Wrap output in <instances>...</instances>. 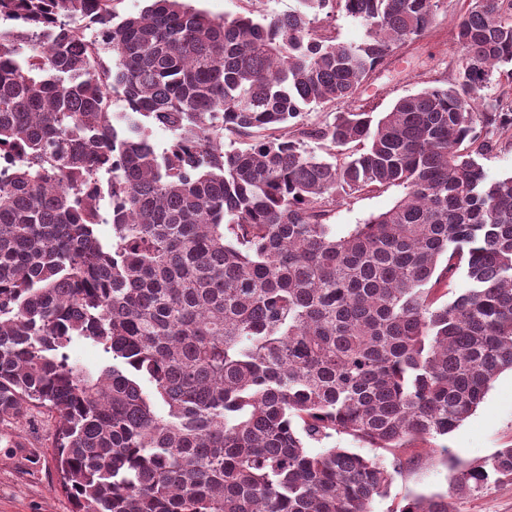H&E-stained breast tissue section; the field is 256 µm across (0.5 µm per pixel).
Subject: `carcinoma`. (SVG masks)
I'll use <instances>...</instances> for the list:
<instances>
[{"mask_svg": "<svg viewBox=\"0 0 512 512\" xmlns=\"http://www.w3.org/2000/svg\"><path fill=\"white\" fill-rule=\"evenodd\" d=\"M118 3L0 0V425L55 416L74 512H371L512 371V175L481 163L512 139V0H468L454 80L380 113L360 88L445 0ZM393 186L336 234L337 203ZM338 434L375 455L311 450ZM505 480L512 448L448 476ZM188 3L218 20L237 17L248 10L255 16L286 14L296 7L295 0H191ZM336 34L341 41L361 42L365 35V29L359 20L341 15L336 19Z\"/></svg>", "mask_w": 512, "mask_h": 512, "instance_id": "obj_1", "label": "carcinoma"}]
</instances>
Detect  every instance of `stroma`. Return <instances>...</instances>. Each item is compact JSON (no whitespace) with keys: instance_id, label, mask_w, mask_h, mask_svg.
I'll return each mask as SVG.
<instances>
[{"instance_id":"stroma-1","label":"stroma","mask_w":512,"mask_h":512,"mask_svg":"<svg viewBox=\"0 0 512 512\" xmlns=\"http://www.w3.org/2000/svg\"><path fill=\"white\" fill-rule=\"evenodd\" d=\"M191 4L221 20L250 11L285 14L295 8L296 0H191ZM466 6V0H448L447 10L439 13L429 31L395 49L379 76L361 88L360 99L384 112L401 96L451 81L462 62L453 25ZM402 194V188L392 187L358 195L338 204L331 221L338 234H345L352 225L390 209ZM56 425L54 416L35 408L8 427V434L24 440L28 450L0 447V512H73L60 488L57 451L50 446ZM438 443L447 448V455L423 450L418 460L395 477L387 493L375 498L372 512H401L409 497L446 491L445 456L479 463L498 449L512 446V373H501L475 413ZM449 503L450 512H512V482L456 495Z\"/></svg>"}]
</instances>
